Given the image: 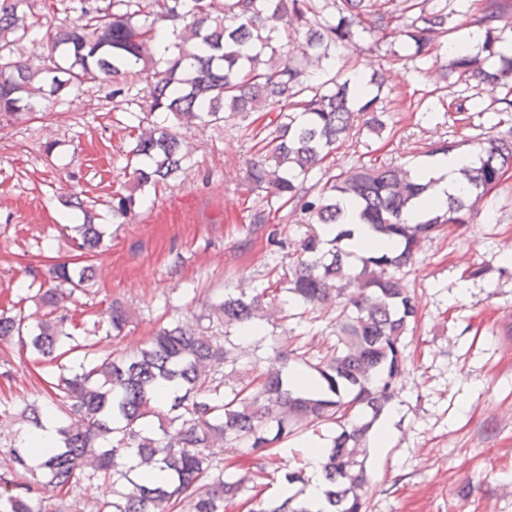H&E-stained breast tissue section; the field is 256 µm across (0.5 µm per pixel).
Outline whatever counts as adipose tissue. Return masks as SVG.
I'll use <instances>...</instances> for the list:
<instances>
[{"instance_id":"obj_1","label":"adipose tissue","mask_w":512,"mask_h":512,"mask_svg":"<svg viewBox=\"0 0 512 512\" xmlns=\"http://www.w3.org/2000/svg\"><path fill=\"white\" fill-rule=\"evenodd\" d=\"M471 163L470 152L457 150L437 155L419 168L418 173L422 181L428 182L429 189L422 200L416 202L413 215L444 209L449 198L464 195L467 183L463 171Z\"/></svg>"}]
</instances>
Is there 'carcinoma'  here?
Here are the masks:
<instances>
[{
	"instance_id": "cac0c4a2",
	"label": "carcinoma",
	"mask_w": 512,
	"mask_h": 512,
	"mask_svg": "<svg viewBox=\"0 0 512 512\" xmlns=\"http://www.w3.org/2000/svg\"><path fill=\"white\" fill-rule=\"evenodd\" d=\"M27 0H0V126L25 112L47 107L71 86L102 79L112 100L135 105L158 118H138L128 127L134 145L126 151L134 183L112 193V219L135 211L137 192L164 183L181 166L178 128L198 121L218 125L226 116L274 112L258 130L262 155L248 180L283 205L307 215L295 260L273 266L267 285L227 293L213 306L208 325L174 324L147 344L114 357L88 358L89 350L123 335L126 306L115 302L82 339L69 305L89 295L96 261L107 251L98 215L81 200L67 201L75 225L70 260H42L23 269L16 290L43 311L0 308V347L16 345L48 367L45 399L0 408V426L26 433L58 424L59 443L37 463L44 480L0 475V512H65L66 497L83 484L112 483V499L94 501L93 512H224L239 502L248 512H367L370 477L366 442L383 412L397 400L405 370L404 336L418 304L405 282L420 244L445 224H466L471 212L512 167V136L477 139L463 175L466 197H450L445 210L414 224L405 213L429 184L396 165L369 166L340 174L316 195L304 187L310 170L353 135L381 136L387 112L380 107L383 75L340 78L325 61L330 47L369 33L398 39L408 60L440 48L457 31L452 18L464 0H40L22 15ZM75 12L70 25L53 24L60 12ZM144 15L152 20L136 21ZM470 25L484 31L474 53L444 66L443 82L475 80L492 92L512 82V55L499 44L512 32V0H483ZM181 29L178 54L155 59L160 30ZM40 33L51 54L34 68L17 55L18 45ZM360 223L393 245L391 251L355 255L344 241V203ZM286 294L280 298V294ZM302 319L315 309L335 313V339L307 360L297 345L277 347L274 334L247 342L256 322L279 320L286 305ZM270 341L274 356L257 355ZM84 356L75 367L70 354ZM314 370L307 385L289 382L290 362ZM337 426L326 449L330 485L325 506L312 510L303 498L305 469L285 473L290 494L266 495L258 482L272 464L270 450L307 429ZM55 502L45 504L44 488Z\"/></svg>"
}]
</instances>
